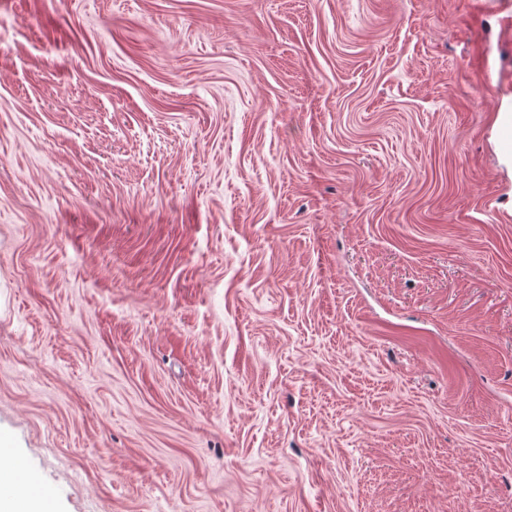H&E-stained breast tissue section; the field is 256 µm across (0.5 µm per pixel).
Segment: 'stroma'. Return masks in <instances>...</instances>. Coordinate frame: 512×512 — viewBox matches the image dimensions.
I'll use <instances>...</instances> for the list:
<instances>
[{
  "mask_svg": "<svg viewBox=\"0 0 512 512\" xmlns=\"http://www.w3.org/2000/svg\"><path fill=\"white\" fill-rule=\"evenodd\" d=\"M512 0H0V448L50 512H512Z\"/></svg>",
  "mask_w": 512,
  "mask_h": 512,
  "instance_id": "obj_1",
  "label": "stroma"
}]
</instances>
